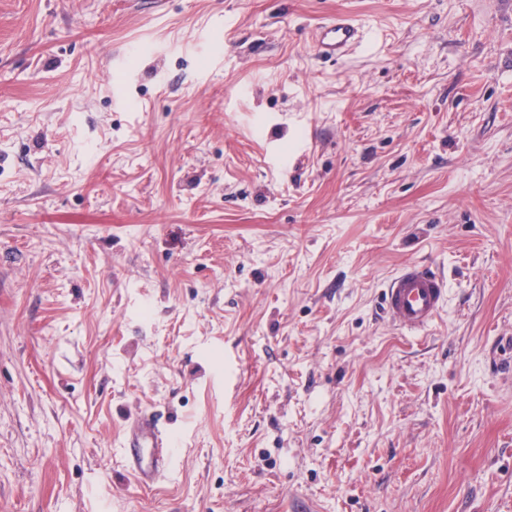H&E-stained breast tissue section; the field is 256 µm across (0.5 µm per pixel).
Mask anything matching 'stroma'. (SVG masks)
<instances>
[{
	"label": "stroma",
	"mask_w": 512,
	"mask_h": 512,
	"mask_svg": "<svg viewBox=\"0 0 512 512\" xmlns=\"http://www.w3.org/2000/svg\"><path fill=\"white\" fill-rule=\"evenodd\" d=\"M0 512H512V0H0ZM360 29L355 20L344 16L322 25L314 40L316 54L329 57L344 55L357 43ZM447 298V281L440 272L411 263L388 282L382 306L387 319L400 331L418 335L440 317ZM120 447L130 473L144 488L153 486L161 478L173 454L168 439L146 415L131 422Z\"/></svg>",
	"instance_id": "obj_1"
}]
</instances>
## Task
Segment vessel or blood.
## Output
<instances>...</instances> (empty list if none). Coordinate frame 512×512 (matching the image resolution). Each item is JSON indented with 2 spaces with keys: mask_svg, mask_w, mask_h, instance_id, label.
I'll use <instances>...</instances> for the list:
<instances>
[{
  "mask_svg": "<svg viewBox=\"0 0 512 512\" xmlns=\"http://www.w3.org/2000/svg\"><path fill=\"white\" fill-rule=\"evenodd\" d=\"M355 20L340 16L322 25L314 40L318 55H344L358 41ZM448 285L440 272L421 263H411L387 284L383 311L400 331L417 335L430 327L447 304ZM121 453L130 473L144 488L153 486L169 466L173 450L157 424L147 416L133 420L121 441Z\"/></svg>",
  "mask_w": 512,
  "mask_h": 512,
  "instance_id": "b4317fda",
  "label": "vessel or blood"
}]
</instances>
